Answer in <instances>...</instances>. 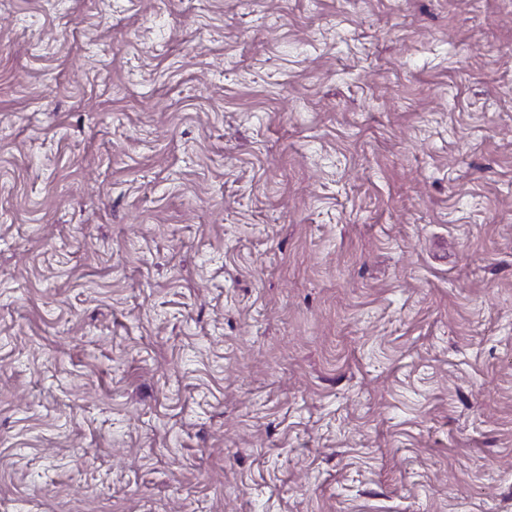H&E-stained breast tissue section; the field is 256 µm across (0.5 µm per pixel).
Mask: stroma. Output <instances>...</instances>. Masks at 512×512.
<instances>
[{"label": "stroma", "instance_id": "1", "mask_svg": "<svg viewBox=\"0 0 512 512\" xmlns=\"http://www.w3.org/2000/svg\"><path fill=\"white\" fill-rule=\"evenodd\" d=\"M0 512H512V0H0Z\"/></svg>", "mask_w": 512, "mask_h": 512}]
</instances>
